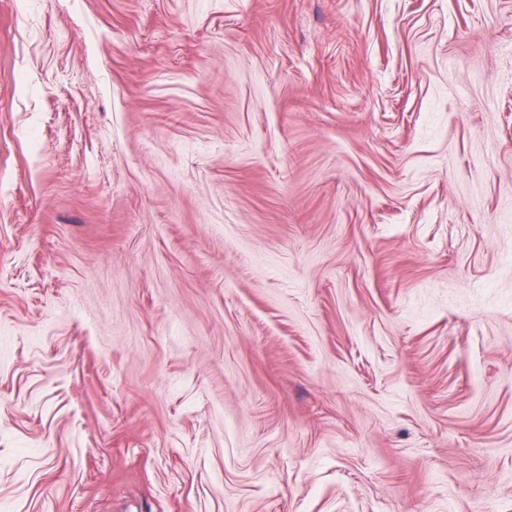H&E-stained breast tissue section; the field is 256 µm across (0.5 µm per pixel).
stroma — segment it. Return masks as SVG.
<instances>
[{
    "instance_id": "obj_1",
    "label": "stroma",
    "mask_w": 512,
    "mask_h": 512,
    "mask_svg": "<svg viewBox=\"0 0 512 512\" xmlns=\"http://www.w3.org/2000/svg\"><path fill=\"white\" fill-rule=\"evenodd\" d=\"M0 512H512V0H0Z\"/></svg>"
}]
</instances>
